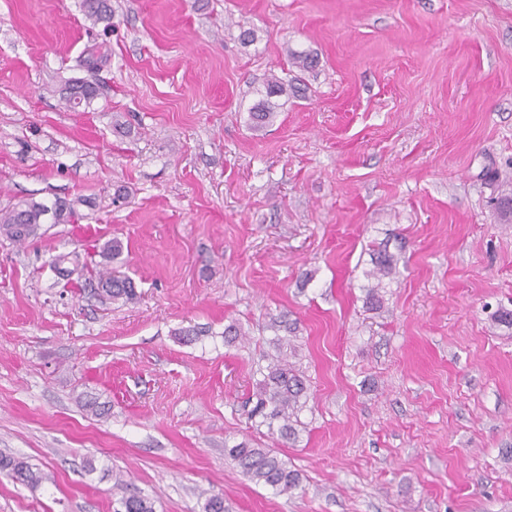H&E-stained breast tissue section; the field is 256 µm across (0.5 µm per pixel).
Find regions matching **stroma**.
Masks as SVG:
<instances>
[{
	"label": "stroma",
	"mask_w": 512,
	"mask_h": 512,
	"mask_svg": "<svg viewBox=\"0 0 512 512\" xmlns=\"http://www.w3.org/2000/svg\"><path fill=\"white\" fill-rule=\"evenodd\" d=\"M81 4L0 0V209L85 201L0 237V451L49 475L0 474V512H512V0H111L108 30ZM273 75L305 91L252 130ZM68 78L99 96L68 109ZM111 239L135 302L79 285ZM280 352L307 387L287 440L250 416ZM242 441L299 487L244 476ZM83 199L54 198L50 204L34 199H22L6 209H0V236L12 243L24 244L38 234L47 213L52 214L54 224H75L79 220L77 205ZM373 268L366 272L369 279L377 281L375 285L366 289L365 304L369 310H380L383 308L384 299L381 294V284L384 278H389L395 273L396 263L394 257L385 251L378 252L372 258ZM228 455L250 480L270 486L279 494H288L301 483L299 471L288 468L268 448H258L248 442H241L230 448Z\"/></svg>",
	"instance_id": "stroma-1"
}]
</instances>
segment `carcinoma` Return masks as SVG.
Here are the masks:
<instances>
[{"instance_id": "carcinoma-1", "label": "carcinoma", "mask_w": 512, "mask_h": 512, "mask_svg": "<svg viewBox=\"0 0 512 512\" xmlns=\"http://www.w3.org/2000/svg\"><path fill=\"white\" fill-rule=\"evenodd\" d=\"M85 17L92 24H110L112 5L110 0H82ZM288 93V82L271 76L265 85V98L256 103L249 112L250 126L260 129L274 122L277 112L271 98ZM85 204L82 199L67 200L59 197L46 203L34 199H22L6 209H0V236L13 243L23 244L38 234L46 214H52L56 224H74L79 220L77 206ZM122 252L119 241L113 240L104 247V263L86 269L88 284H97V289L112 300L130 302L136 298V289L127 276L114 273L108 264ZM373 268L366 272L376 284L366 289L365 304L370 310L383 308L381 294L382 280L395 273L394 257L386 252H378L372 258ZM257 372L262 376L255 394L256 403L252 414L260 416L269 432L277 431L280 436H294L292 418L301 408L300 400L306 393L303 378L287 359L276 356L269 359L267 365ZM229 457L236 462L243 473L252 481L262 483L277 491L288 494L301 483L299 471L290 469L268 448H258L247 442H241L228 450ZM0 473H5L13 481L28 486H37L48 479V475L33 467L21 457L0 453ZM115 512H154L153 503L147 497L132 493L121 499V508Z\"/></svg>"}]
</instances>
